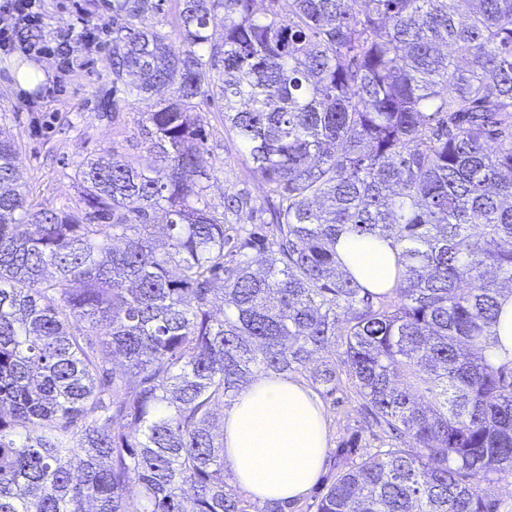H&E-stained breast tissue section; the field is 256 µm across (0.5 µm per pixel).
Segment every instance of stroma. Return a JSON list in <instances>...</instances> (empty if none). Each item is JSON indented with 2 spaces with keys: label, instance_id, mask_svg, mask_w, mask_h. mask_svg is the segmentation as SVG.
<instances>
[{
  "label": "stroma",
  "instance_id": "35a3bbf8",
  "mask_svg": "<svg viewBox=\"0 0 512 512\" xmlns=\"http://www.w3.org/2000/svg\"><path fill=\"white\" fill-rule=\"evenodd\" d=\"M41 5L46 20L33 30L36 41L50 43L81 17L93 22L96 41L90 44L76 36L67 48L52 46L40 56L0 50V134L14 138L19 180L35 201L51 209L74 208L81 199L75 172L88 157L114 151L133 161L148 153L151 143L142 132L146 107L114 114L102 106L112 94L111 8L102 0H41ZM23 68L43 73L37 88L22 84ZM199 111L204 163L213 174L207 189L210 205L219 211L225 196L246 193L253 207L252 223H262L267 188L254 178L237 140L225 130L222 107L203 100ZM336 373L334 394L313 387L328 431L324 473L311 493L289 504L287 512H316L319 498L346 468L336 457L338 449L354 446L361 459L395 443L390 434L368 424L363 401L344 365H337Z\"/></svg>",
  "mask_w": 512,
  "mask_h": 512
}]
</instances>
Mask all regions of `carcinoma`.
Returning <instances> with one entry per match:
<instances>
[{
    "instance_id": "obj_1",
    "label": "carcinoma",
    "mask_w": 512,
    "mask_h": 512,
    "mask_svg": "<svg viewBox=\"0 0 512 512\" xmlns=\"http://www.w3.org/2000/svg\"><path fill=\"white\" fill-rule=\"evenodd\" d=\"M166 3L112 0V111L147 103V157L88 159L54 210L0 138V512H246L216 411L319 358L330 394L338 353L401 444L316 512H499L512 0H176L179 49L140 25ZM199 97L268 187L260 227L207 200ZM346 232L399 249L394 288L346 271ZM501 313L495 327L496 345L492 354L497 362L512 359V295L506 294L500 300Z\"/></svg>"
}]
</instances>
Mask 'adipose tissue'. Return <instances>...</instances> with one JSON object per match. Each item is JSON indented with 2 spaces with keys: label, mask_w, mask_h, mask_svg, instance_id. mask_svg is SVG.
<instances>
[{
  "label": "adipose tissue",
  "mask_w": 512,
  "mask_h": 512,
  "mask_svg": "<svg viewBox=\"0 0 512 512\" xmlns=\"http://www.w3.org/2000/svg\"><path fill=\"white\" fill-rule=\"evenodd\" d=\"M336 253L365 288L378 293L395 286V251L389 241L346 233ZM221 435L236 484L258 503L299 501L323 474L328 444L324 411L300 382L257 376L225 409Z\"/></svg>",
  "instance_id": "1"
}]
</instances>
